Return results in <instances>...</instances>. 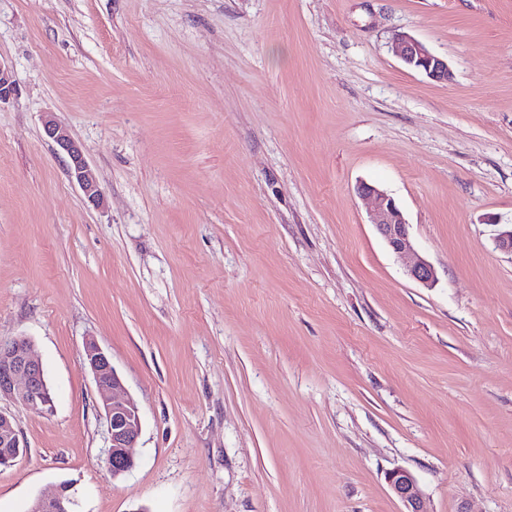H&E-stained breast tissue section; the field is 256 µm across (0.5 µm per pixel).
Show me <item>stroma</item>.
Segmentation results:
<instances>
[{
    "mask_svg": "<svg viewBox=\"0 0 512 512\" xmlns=\"http://www.w3.org/2000/svg\"><path fill=\"white\" fill-rule=\"evenodd\" d=\"M0 62V340L54 402H0L27 446L0 512L63 483L77 512H401L397 468L426 512H512V0H0ZM89 337L141 412L118 478ZM393 53L408 67L420 70L432 81L444 83L452 79L448 62L431 53L411 36L396 34L391 45ZM44 133L67 158V169L71 178L79 184L90 203L101 206L103 193L96 180L92 177L88 162L81 146L71 136L69 130L51 112L44 113L42 118ZM358 192L372 202L370 223L375 224L378 234L396 254H413L414 260L407 269L408 276L424 287L431 288L436 282L434 266L424 257L415 253L409 224L395 200L378 187L361 183ZM388 484L402 502L405 510L401 512H426L423 510L422 494L415 476L405 470L396 469L388 474Z\"/></svg>",
    "mask_w": 512,
    "mask_h": 512,
    "instance_id": "1",
    "label": "stroma"
}]
</instances>
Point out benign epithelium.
I'll list each match as a JSON object with an SVG mask.
<instances>
[{
    "instance_id": "obj_1",
    "label": "benign epithelium",
    "mask_w": 512,
    "mask_h": 512,
    "mask_svg": "<svg viewBox=\"0 0 512 512\" xmlns=\"http://www.w3.org/2000/svg\"><path fill=\"white\" fill-rule=\"evenodd\" d=\"M393 53L401 61L439 83L452 79L448 61L431 53L414 38L398 34L391 45ZM19 88L10 67L0 62V105L15 100ZM44 133L67 158V169L71 178L79 184L88 201L96 206L103 204L104 196L100 186L92 177L88 162L81 146L69 130L55 115L46 112L42 118ZM358 192L372 202L370 223L375 225L392 252L412 254L414 260L407 269L408 276L421 285L431 288L436 282L434 266L424 257L415 253L409 224L395 200L378 187L362 183ZM84 361L88 365L101 394L102 407L107 420L108 443L107 461L112 476L118 477L134 466L132 449L136 447L141 434V415L137 402L126 393L122 378L112 365L108 355L89 338L84 344ZM19 403L37 414L52 411L53 400L46 380L42 361L31 350L26 337L0 341V399ZM0 467L9 468L27 452L9 415L0 411ZM388 484L404 506L403 512H424L422 494L415 476L405 470L396 469L388 474ZM64 483L50 497L39 498L30 512H74V500Z\"/></svg>"
}]
</instances>
